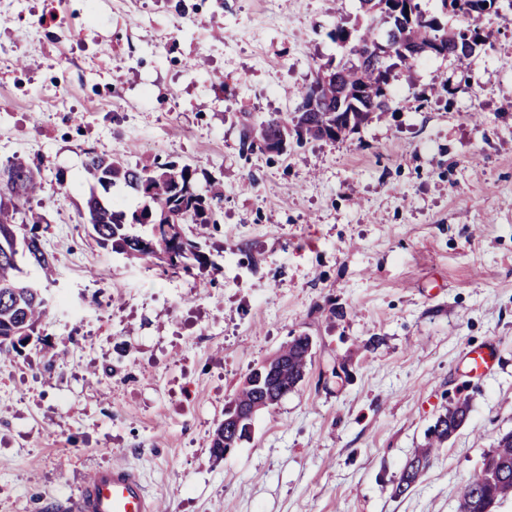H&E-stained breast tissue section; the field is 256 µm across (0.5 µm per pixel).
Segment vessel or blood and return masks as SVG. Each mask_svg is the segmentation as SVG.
Returning <instances> with one entry per match:
<instances>
[{
    "instance_id": "obj_1",
    "label": "vessel or blood",
    "mask_w": 512,
    "mask_h": 512,
    "mask_svg": "<svg viewBox=\"0 0 512 512\" xmlns=\"http://www.w3.org/2000/svg\"><path fill=\"white\" fill-rule=\"evenodd\" d=\"M495 348L468 349L465 368L471 378H482L492 367ZM66 512H163L158 498L147 493L141 475L124 465L96 468L90 472Z\"/></svg>"
}]
</instances>
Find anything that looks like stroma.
I'll return each mask as SVG.
<instances>
[{"instance_id": "obj_1", "label": "stroma", "mask_w": 512, "mask_h": 512, "mask_svg": "<svg viewBox=\"0 0 512 512\" xmlns=\"http://www.w3.org/2000/svg\"><path fill=\"white\" fill-rule=\"evenodd\" d=\"M340 21L364 24L359 0H0V164L42 172L54 273H26L58 354L0 361V512H55L112 464L168 512H459L512 432V23L491 19L466 59L395 68L390 111L342 140L243 149L244 124L293 111L338 62ZM90 149L220 181L211 266L100 246L81 216ZM298 335L303 381L215 458L227 402ZM486 344L494 367L464 377ZM462 399L468 421L395 496ZM494 359L495 348L493 345L468 349L464 359L468 375L474 379L482 378L492 367ZM429 450L430 448L418 449L415 454L406 462L396 481V496H402L406 494L419 482L422 473L428 463V457L430 453Z\"/></svg>"}]
</instances>
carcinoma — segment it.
I'll return each instance as SVG.
<instances>
[{
  "mask_svg": "<svg viewBox=\"0 0 512 512\" xmlns=\"http://www.w3.org/2000/svg\"><path fill=\"white\" fill-rule=\"evenodd\" d=\"M441 8L463 25L447 28L439 17L421 7L420 0H360L365 25L348 27L342 23L330 32L341 50L335 73L327 82L316 76L301 94L293 112L269 117L258 127L245 128L244 141L256 139L261 149L279 133H293L298 143L306 139L340 140L367 122L377 112L390 109L384 88L390 87L397 63L408 64L422 56H454L464 59L486 44L491 32L484 26L486 15L506 20L501 13L512 12V0H440ZM388 25L386 38L378 39L376 21ZM84 172L89 182L107 191L121 183L142 206L125 211L110 200L90 192L86 202L87 223L92 225L99 243L125 259L167 269L178 257L184 271L209 263L201 243L188 237L183 225L194 224L203 231L212 223L213 206L223 201L222 187L209 182L206 190L196 185L195 170L188 165L154 160L150 166L130 167L116 158L87 152ZM41 170L22 160L0 165V360L22 354V336L37 337L42 349L51 347L38 328L48 315L42 288L23 285L27 263L44 273L53 263L44 251L37 230L42 222L38 212L20 209V203L34 195ZM21 224H16V215ZM148 226L147 234L136 231ZM312 341L306 335L294 336L284 344L283 364L275 375L263 373L261 384L244 386L236 399L271 408L303 380L311 359ZM469 402L464 400L439 415L428 429L429 444L447 442L468 420ZM243 435L218 428L211 439V452L220 458L224 449L237 447ZM429 457L421 448L406 462L396 481L395 495L402 496L419 482ZM469 493L462 496L459 512H494L497 504L512 496V432L497 440L479 471L468 481Z\"/></svg>",
  "mask_w": 512,
  "mask_h": 512,
  "instance_id": "carcinoma-1",
  "label": "carcinoma"
}]
</instances>
